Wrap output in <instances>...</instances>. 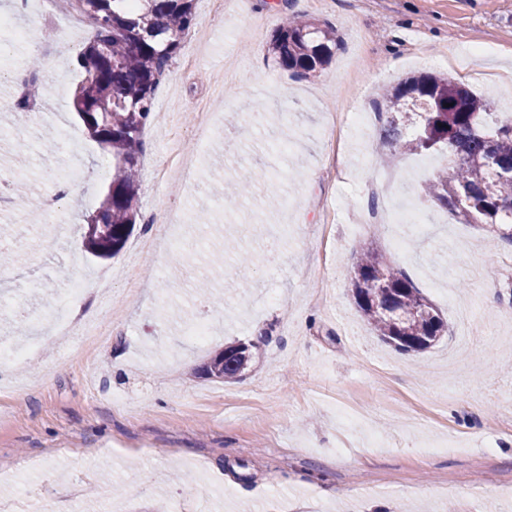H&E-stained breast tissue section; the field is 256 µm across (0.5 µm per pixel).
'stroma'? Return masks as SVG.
<instances>
[{
	"label": "stroma",
	"instance_id": "1",
	"mask_svg": "<svg viewBox=\"0 0 512 512\" xmlns=\"http://www.w3.org/2000/svg\"><path fill=\"white\" fill-rule=\"evenodd\" d=\"M39 24L56 50L0 38V337L25 329L35 351L0 365V501L26 485L30 512H512V244L428 202L424 186L453 155L379 156L380 87L444 74L512 113V0H196L195 19L153 96L139 164L138 216L114 257L86 253L78 233L100 207L112 155L72 108L76 57L90 36L46 4ZM296 17L328 20L342 48L318 75L272 59V35ZM40 61L41 118L21 111L8 74ZM225 75L208 138L195 112ZM335 113L336 144L323 140ZM197 156L194 182L159 179L171 139ZM77 173L70 200L58 176ZM255 178L225 203L218 188ZM417 204L425 224L397 248L382 213ZM182 240L163 245V216ZM406 272L448 321L433 347L404 355L376 336L350 291L359 245ZM112 279L91 353L78 330L20 324L62 297L68 277ZM276 296L263 303L265 293ZM209 317L206 345L186 326ZM262 338L234 383L201 368L233 339Z\"/></svg>",
	"mask_w": 512,
	"mask_h": 512
}]
</instances>
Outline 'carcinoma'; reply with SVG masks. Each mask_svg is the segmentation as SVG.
<instances>
[{
	"label": "carcinoma",
	"instance_id": "carcinoma-1",
	"mask_svg": "<svg viewBox=\"0 0 512 512\" xmlns=\"http://www.w3.org/2000/svg\"><path fill=\"white\" fill-rule=\"evenodd\" d=\"M94 22L93 40L78 55L82 80L73 107L90 137L112 152V180L83 236L91 255L124 247L138 216L142 134L159 75L178 53L195 18V0H80ZM341 47L327 21H288L273 36L276 63L299 76L318 74ZM386 115L383 146L399 154L451 149L452 170L426 184V196L464 224H491L512 243V123L490 124L493 99L434 74L383 87L375 101ZM351 293L368 323L403 353L429 348L447 321L413 281L373 247L361 248L350 271ZM260 342L232 340L210 358L208 376L235 382L259 355Z\"/></svg>",
	"mask_w": 512,
	"mask_h": 512
}]
</instances>
